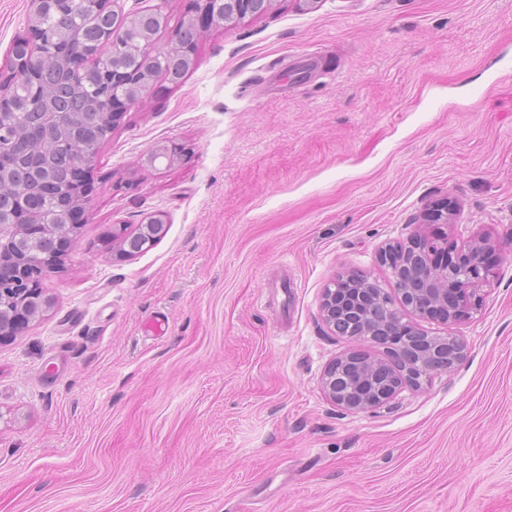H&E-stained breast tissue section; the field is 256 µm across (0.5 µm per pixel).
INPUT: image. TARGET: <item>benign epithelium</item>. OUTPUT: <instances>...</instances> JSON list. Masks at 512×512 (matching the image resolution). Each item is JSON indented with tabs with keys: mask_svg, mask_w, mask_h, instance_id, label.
<instances>
[{
	"mask_svg": "<svg viewBox=\"0 0 512 512\" xmlns=\"http://www.w3.org/2000/svg\"><path fill=\"white\" fill-rule=\"evenodd\" d=\"M456 208L452 202L438 204L425 213L431 224H452ZM448 252V241L413 235L408 244L388 247L383 261L391 269L395 294L374 289L367 276L355 273L342 277L325 289L322 319L338 336L355 341L374 339L382 334L398 336L401 342L389 347L385 358L372 357L352 347L331 362L321 378V387L337 406L351 412L368 411L389 404L409 386L423 388L432 374L450 369L464 353L463 343L452 333V326L480 307L481 292L490 286L494 265L502 253L484 239H471L449 262L438 264L433 257ZM27 292L13 297L0 296V317L10 316L12 308L24 307ZM438 320L445 325L441 336H429L403 321L401 309ZM354 377L389 373L382 387L367 393H354L336 384V370Z\"/></svg>",
	"mask_w": 512,
	"mask_h": 512,
	"instance_id": "benign-epithelium-1",
	"label": "benign epithelium"
}]
</instances>
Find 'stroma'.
Listing matches in <instances>:
<instances>
[{"label":"stroma","mask_w":512,"mask_h":512,"mask_svg":"<svg viewBox=\"0 0 512 512\" xmlns=\"http://www.w3.org/2000/svg\"><path fill=\"white\" fill-rule=\"evenodd\" d=\"M30 12L0 0V66ZM198 57L113 128L53 307L0 345V512H512V0H278ZM418 227L504 252L466 354L341 410L323 290H393L379 249Z\"/></svg>","instance_id":"obj_1"}]
</instances>
